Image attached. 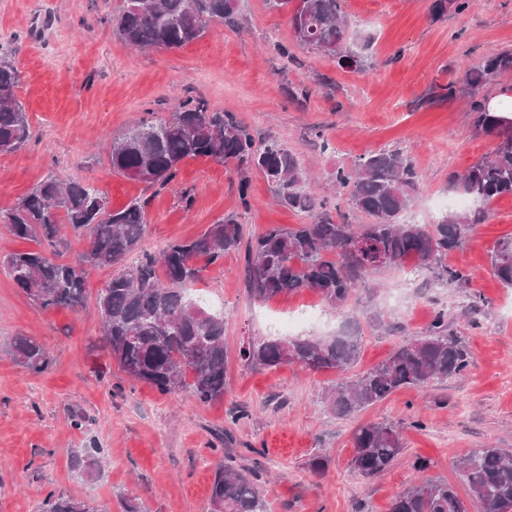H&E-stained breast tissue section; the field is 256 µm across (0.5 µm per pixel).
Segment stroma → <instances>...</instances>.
I'll use <instances>...</instances> for the list:
<instances>
[{"mask_svg":"<svg viewBox=\"0 0 512 512\" xmlns=\"http://www.w3.org/2000/svg\"><path fill=\"white\" fill-rule=\"evenodd\" d=\"M433 0H344L353 43L370 37L364 72L299 46L287 12L267 0H243L240 25L213 24L203 38L175 50L135 51L112 29L122 0H0V54L13 59L16 90L31 126L28 144L0 154V212L12 208L47 173L89 183L112 208L146 202L147 224L132 267L143 253L199 236L237 213L245 236L268 225L290 227L306 214L279 206L255 169L207 158L182 162L166 188L113 173L103 148L146 113L168 117L179 100L202 99L257 136L278 139L323 188L328 172L381 149L407 154L423 176L414 212L438 222L435 199L449 178L490 155L496 141L476 133L467 95L436 99L438 86L459 81L461 68L512 49V0H472L463 13L434 19ZM288 45L292 59L275 44ZM248 182L251 205L238 206ZM190 191L185 207L182 191ZM487 217L448 267L468 271L467 287L440 288L421 271L413 287L402 270L370 275L374 290L356 289L343 311L302 290L268 301L247 292L244 253L206 266L194 296L224 313L227 388L203 404L186 393L164 395L119 370L103 340L96 305L112 271L89 270L87 299L71 309L35 306L0 268V512H37L51 493L121 512L122 499L141 512H211L210 488L224 462L262 472L268 512H390L394 498L427 477L467 487L458 462L473 450L512 448V302L491 270L495 243L512 235V197L486 206ZM463 337L471 363L463 378L402 389L365 410V421L400 424L405 449L375 478L352 468V420L330 413L323 397L337 379L293 365L254 369L239 356L255 338L276 335L275 317L315 309V338L347 329L360 339L353 368L362 373L386 359L407 336L425 332L437 309ZM37 339L52 363L36 374L10 353L15 336ZM84 415L71 427V412ZM422 428H414V421ZM101 449L102 474L87 481L73 452ZM325 463L314 474V458Z\"/></svg>","mask_w":512,"mask_h":512,"instance_id":"stroma-1","label":"stroma"}]
</instances>
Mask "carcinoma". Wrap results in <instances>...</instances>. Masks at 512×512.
I'll return each mask as SVG.
<instances>
[{"label": "carcinoma", "instance_id": "obj_1", "mask_svg": "<svg viewBox=\"0 0 512 512\" xmlns=\"http://www.w3.org/2000/svg\"><path fill=\"white\" fill-rule=\"evenodd\" d=\"M461 13L470 0H433L440 18L448 6ZM239 0H122L112 26L136 49H179L201 38L219 19L235 26ZM299 45L317 50L337 64L358 72L363 64L346 43L348 26L341 0H303L291 17ZM512 73V51L491 54L464 71L461 82L439 87L437 99L460 93L473 98L471 112L477 133L497 139L491 155L453 176V186L479 205L437 224H415L408 212L419 194L422 176L401 151L363 155L330 173L331 196L310 187L299 158L276 139H256L231 116L215 112L202 99H185L165 119H143L113 142L112 170L132 180L165 188L175 181L187 158L217 163L236 162L265 177L276 202L311 220L292 228L270 224L244 238L243 225L229 214L200 236L168 244L159 254H146L133 268L112 275L97 295L102 333L112 359L133 381L162 394L188 393L203 404L224 397L226 360L224 315L210 312L186 294L199 279L195 260L218 264L224 254L246 244L247 279L251 296L267 301L283 293L311 290L332 309L341 310L358 287L368 288L366 266L349 250L363 236L390 257L389 266L411 259L417 268L436 275L444 288H464L471 274L444 264L448 252L463 246L474 226L484 222V205L512 195V115L491 112L479 92L496 78ZM21 72L0 57V154L15 152L30 138L25 106L16 94ZM347 195L367 216L366 224H336L319 217L327 205ZM0 223L17 239L41 238L42 251H20L4 260L17 288L41 308L81 307L86 299V268L120 264L138 248L146 231L145 206L139 200L114 210L106 194L80 181L49 174L9 211ZM66 224L77 237H89V249L78 261L56 257L68 251ZM494 277L512 288V236L498 241L491 255ZM360 343L348 331L326 338H257L240 349L246 364L273 369L294 365L305 371L332 370L338 380L326 395L331 412L356 417L402 388L424 387L431 380L460 378L469 366L463 338L448 332V313L436 311L425 334L411 336L368 371L348 376L358 359ZM14 360L28 371L43 373L51 365L47 349L21 335L11 347ZM353 468L366 478L384 473L404 450L401 425L360 422L353 430ZM74 455L81 476L93 479L101 467L99 454ZM470 500L482 512L512 509V448H480L458 462ZM210 500L224 512H267L260 480L251 470L226 465L218 470ZM38 512H102L62 493L49 494ZM391 512H468L466 501L443 481L426 479L394 499Z\"/></svg>", "mask_w": 512, "mask_h": 512}]
</instances>
